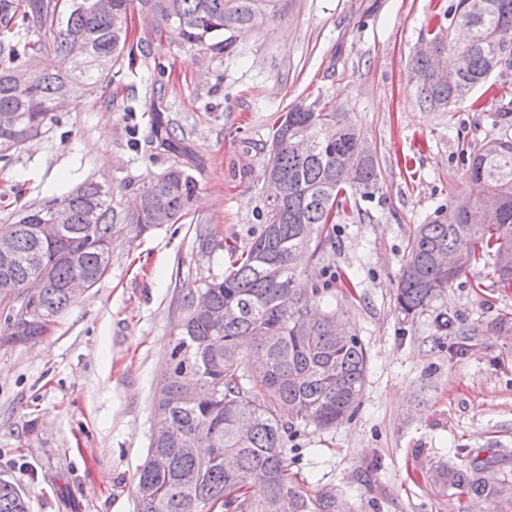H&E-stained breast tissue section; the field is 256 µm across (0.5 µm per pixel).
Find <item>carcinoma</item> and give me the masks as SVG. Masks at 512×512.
<instances>
[{"instance_id":"cac0c4a2","label":"carcinoma","mask_w":512,"mask_h":512,"mask_svg":"<svg viewBox=\"0 0 512 512\" xmlns=\"http://www.w3.org/2000/svg\"><path fill=\"white\" fill-rule=\"evenodd\" d=\"M273 0H0V159L38 136L55 120V102L74 83L92 89L111 77L127 42L128 14L134 7L155 14L162 33L200 50L230 48L235 33L269 15ZM448 26L428 27L422 36L432 53L466 54L465 81L477 87L488 79L495 59L512 62V0H453ZM46 28L48 42H31L24 26ZM83 41L89 53L70 56V44ZM33 68L19 87L13 72ZM36 98L40 109L28 108ZM419 106L444 111L460 103L455 91L428 81L416 88ZM503 113L500 136L470 145L464 161L470 178L483 184L485 199L498 202L492 214L457 197L419 225L404 255L397 304L405 316L429 307L448 286L493 259L497 282L512 287V124ZM363 136L343 113L298 103L272 127L264 176L282 185L280 198L266 206L261 233L239 251L231 269L203 276L187 272L179 299L182 329L165 361L167 399L154 405L180 436L161 438L147 451L135 481L136 512H282L293 500L295 512H333L335 501L315 500L293 486L290 466L300 456L288 447L300 427L331 429L353 414L363 390L367 356L360 339L336 336L334 318L310 321L309 308L320 294L297 272L299 252L318 253L333 210L345 201V166L358 172L355 191L366 197L379 181L376 155L362 152ZM196 181L181 162L139 189V206L128 223L144 231L153 225L152 196L167 199L169 220L191 207ZM62 204L68 221L58 239L41 238L36 227ZM100 209L101 223H84L85 211ZM117 215L110 191L84 182L67 197L41 208H26L12 224L0 225V239L12 243L8 261L0 258V328L16 339L48 330L76 300L70 281L83 276L97 283L109 268ZM198 249H224L205 224L196 226ZM455 261L441 266L437 256ZM43 283L23 301L27 287ZM208 295L211 313L192 311L198 292ZM193 378L203 396L178 400L175 390ZM494 460H475L439 472L443 485L471 497H491L481 472ZM266 480L249 486L251 475ZM0 512H28L20 488L0 480Z\"/></svg>"}]
</instances>
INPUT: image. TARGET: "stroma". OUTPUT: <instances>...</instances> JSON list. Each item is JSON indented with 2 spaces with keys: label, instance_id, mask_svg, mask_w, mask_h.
Returning a JSON list of instances; mask_svg holds the SVG:
<instances>
[{
  "label": "stroma",
  "instance_id": "obj_1",
  "mask_svg": "<svg viewBox=\"0 0 512 512\" xmlns=\"http://www.w3.org/2000/svg\"><path fill=\"white\" fill-rule=\"evenodd\" d=\"M450 2L277 0L221 53L157 39V19L133 11L130 53L111 82L0 161V225L88 180L110 190L119 216L100 283L43 336L0 341V479L20 487L30 512H135L183 276L232 261L220 250L199 261L194 227L240 249L260 233L269 133L298 102L345 113L381 175L372 196H348L321 254L299 265L359 336L367 372L351 419L301 429L296 487L335 498L336 512H512V288L487 257L416 316L396 305L417 226L450 197L479 195L463 157L499 135L512 103V79L495 77L480 106L417 105L421 31L447 25ZM161 122L176 151L138 150ZM177 157L197 182L189 213L137 231L124 218L139 188ZM442 312L452 331L437 329ZM488 458L495 497L471 500L436 480L442 467Z\"/></svg>",
  "mask_w": 512,
  "mask_h": 512
}]
</instances>
